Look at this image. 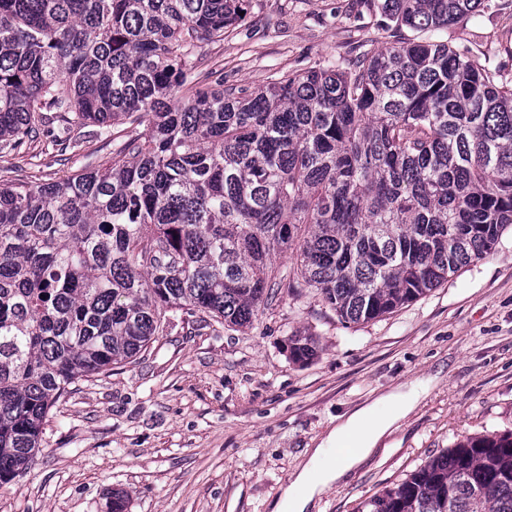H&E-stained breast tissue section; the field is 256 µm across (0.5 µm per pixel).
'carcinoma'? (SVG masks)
<instances>
[{"label": "carcinoma", "instance_id": "obj_1", "mask_svg": "<svg viewBox=\"0 0 512 512\" xmlns=\"http://www.w3.org/2000/svg\"><path fill=\"white\" fill-rule=\"evenodd\" d=\"M251 2L0 0V151L49 116L59 145L132 125L102 165L0 182V486L76 379L135 358L173 314L249 328L278 289L312 288L368 322L512 226V72L417 37L254 89L200 85L193 54ZM358 2L416 32L481 6ZM288 341L295 362L317 353ZM361 512H512V433L455 444Z\"/></svg>", "mask_w": 512, "mask_h": 512}]
</instances>
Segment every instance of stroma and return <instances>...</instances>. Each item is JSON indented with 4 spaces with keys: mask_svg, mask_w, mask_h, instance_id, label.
I'll return each instance as SVG.
<instances>
[{
    "mask_svg": "<svg viewBox=\"0 0 512 512\" xmlns=\"http://www.w3.org/2000/svg\"><path fill=\"white\" fill-rule=\"evenodd\" d=\"M354 0H254L223 41L197 49L195 72L225 87L356 54L387 41ZM512 69V0H483L440 32ZM90 128L66 151L43 136L0 155V180L48 182L111 158ZM318 343L293 362L288 338ZM433 383L401 428L312 512H357L454 443L512 432V227L491 253L392 314L346 324L309 288L281 289L246 330L175 314L135 361L72 384L50 411L30 468L0 487V512H273L292 469L337 416L415 380Z\"/></svg>",
    "mask_w": 512,
    "mask_h": 512,
    "instance_id": "35a3bbf8",
    "label": "stroma"
}]
</instances>
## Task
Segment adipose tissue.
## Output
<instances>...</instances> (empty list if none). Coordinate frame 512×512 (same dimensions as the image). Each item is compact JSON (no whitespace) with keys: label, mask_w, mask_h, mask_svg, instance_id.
<instances>
[{"label":"adipose tissue","mask_w":512,"mask_h":512,"mask_svg":"<svg viewBox=\"0 0 512 512\" xmlns=\"http://www.w3.org/2000/svg\"><path fill=\"white\" fill-rule=\"evenodd\" d=\"M421 379L337 417L316 448L291 475L274 512H310L314 501L358 468L417 406L428 389Z\"/></svg>","instance_id":"obj_1"}]
</instances>
